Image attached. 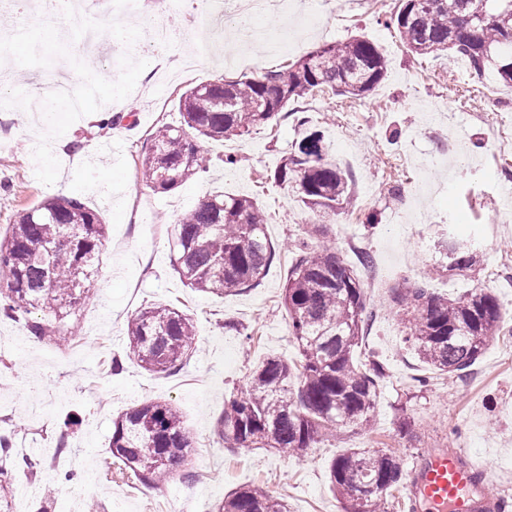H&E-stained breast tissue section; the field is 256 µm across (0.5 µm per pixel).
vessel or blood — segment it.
<instances>
[{
  "mask_svg": "<svg viewBox=\"0 0 512 512\" xmlns=\"http://www.w3.org/2000/svg\"><path fill=\"white\" fill-rule=\"evenodd\" d=\"M485 478L456 455L430 451L411 472L412 512H504L505 502L487 493Z\"/></svg>",
  "mask_w": 512,
  "mask_h": 512,
  "instance_id": "obj_1",
  "label": "vessel or blood"
}]
</instances>
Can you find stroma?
Returning <instances> with one entry per match:
<instances>
[{"instance_id":"35a3bbf8","label":"stroma","mask_w":512,"mask_h":512,"mask_svg":"<svg viewBox=\"0 0 512 512\" xmlns=\"http://www.w3.org/2000/svg\"><path fill=\"white\" fill-rule=\"evenodd\" d=\"M395 4L354 8L340 27L335 0H288L262 21L266 31L298 40V48L281 55L265 40L239 42L228 25L212 35L213 51L200 52L192 22L202 0H140L118 35L114 12L98 9L91 18L102 46L96 54L84 50L81 32L67 30L64 15L45 19L21 2L0 11V31L26 32L0 67L6 77L0 84V182L13 187L0 193V236L22 210L60 193L100 212L107 226L89 296L74 316L80 342H39L0 315V433H13L18 452L41 451L38 475H15L14 492L27 495L23 512H36L44 500L48 512H82L88 502L99 512H209L247 485L283 498L290 512H344L328 466L346 449L387 450L409 472L428 451L458 443L477 467L502 463L488 487L512 512V199L501 193L512 187V89L496 83L487 95L477 91L478 79L464 61L409 55L397 30L382 21ZM156 23L170 32L168 55L191 60L192 74L154 64L149 34ZM356 35L376 43L390 61L372 92L357 98L316 92L296 103L295 114L208 143L215 164L174 191L142 181L139 164L151 135L160 125L180 123L179 97L188 88L227 74L279 70ZM63 71L80 111L19 125L17 109L29 106L32 91L48 93ZM117 115L120 134L101 128L103 118ZM300 115L323 133L330 159L353 175L347 213L318 216L293 188L265 179L301 137ZM431 156L444 158V165L425 168L422 161ZM218 190L258 199L276 247L261 286L223 298L186 286L172 266L168 236L156 239L151 232L156 225L171 228L182 212ZM318 223L327 224L337 253L354 266L373 316L356 350L357 360L375 357L385 365L373 430L344 428L294 456L224 447L215 425L226 394L244 385L264 358L297 355L281 294L293 241ZM489 224L495 234L482 241L477 269L448 271L442 233L474 239ZM362 250L373 257L371 270L357 265ZM429 269L435 273L429 287L441 295L455 297L477 284L490 288L509 328L462 379L422 364L398 323L393 289ZM153 303L173 304L194 318L195 355L170 374L131 363L112 373V357L126 350L129 319ZM230 322L247 327L251 339L227 331ZM156 399L175 405L193 432L195 477L157 490L127 474L105 475L113 419ZM70 412L82 423L65 434L60 422ZM65 472L76 473V482H61Z\"/></svg>"}]
</instances>
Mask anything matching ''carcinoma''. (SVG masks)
Segmentation results:
<instances>
[{
  "label": "carcinoma",
  "instance_id": "1",
  "mask_svg": "<svg viewBox=\"0 0 512 512\" xmlns=\"http://www.w3.org/2000/svg\"><path fill=\"white\" fill-rule=\"evenodd\" d=\"M386 25L396 28L412 56L465 59L475 75L490 72L512 88V0H397ZM386 73L380 48L354 36L326 44L283 71L199 83L179 99L183 124L197 139L181 127H158L140 161L143 181L171 191L213 164L203 142L243 136L317 89L362 96ZM271 179L294 184L301 202L324 214L336 213L353 198L351 173L329 160L317 130L303 133ZM305 234L296 244L282 294L299 358L263 360L252 369L246 388L224 398L216 434L230 448L299 453L340 428L364 431L373 417L384 365L374 358L364 365L355 361L368 324L363 288L328 241L326 225L315 224ZM105 238L100 214L67 195L22 212L0 238V314L23 322L48 344L76 338L67 318L86 298ZM442 247L450 272L479 263L472 240L450 234ZM171 250L181 280L218 297L259 286L276 255L258 201L223 191L181 214L171 230ZM430 278L428 273L395 291L392 302L419 360L460 378L503 333L500 304L480 285L456 298L438 295L428 287ZM34 310L54 313L55 322L31 318ZM196 349L197 330L188 314L172 305L147 307L128 321L126 355L112 358V370L129 359L148 372H173ZM193 448L191 430L166 401L143 403L113 422L112 457L151 487L193 476L186 469ZM40 466L18 457L12 438L0 435V506L12 496L15 472L33 475ZM403 480L400 460L382 449L349 448L329 467L331 487L345 512H388V499ZM212 512H288V505L259 487L245 486Z\"/></svg>",
  "mask_w": 512,
  "mask_h": 512
}]
</instances>
